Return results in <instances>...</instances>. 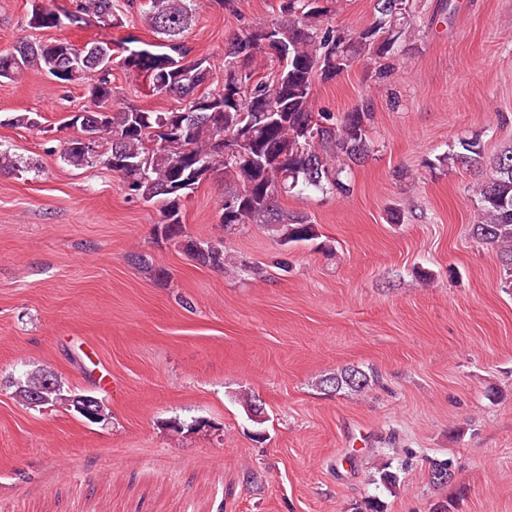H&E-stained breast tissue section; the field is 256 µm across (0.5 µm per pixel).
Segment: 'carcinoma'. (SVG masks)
<instances>
[{
    "instance_id": "1",
    "label": "carcinoma",
    "mask_w": 512,
    "mask_h": 512,
    "mask_svg": "<svg viewBox=\"0 0 512 512\" xmlns=\"http://www.w3.org/2000/svg\"><path fill=\"white\" fill-rule=\"evenodd\" d=\"M327 0H279V18L263 26H250L224 46L222 89L197 94L210 71L206 59L189 57L182 41L193 21V0H148L141 10L144 23L159 35L164 52L135 47L123 41L119 65L139 75L157 94L180 97L179 111L157 112L135 107L112 108V73L91 55L72 68L70 55L77 48L67 41L20 42L0 54V78L12 79L30 67L56 78L61 86L85 83L93 107L80 122L82 133L97 135L98 152L85 154L82 139L68 142L64 159L76 165H101L117 173L127 194L161 203L160 234L174 240L199 264L222 270L224 244L198 242L185 234L180 199L215 170L224 178V227L263 224L284 242L315 239L314 225L302 216H285L279 197L294 191H321L346 195L336 166L328 159L333 147L353 163L368 153L364 109L336 117L313 109L315 81L330 80L363 55L383 62L397 55L407 41V18L413 0H375V20L336 45L338 30L323 25ZM76 13L93 14L113 25H123L114 0H75ZM76 13L35 8L29 24L34 28H60ZM341 52H336V49ZM240 68L243 81L229 88V71ZM242 136L231 148L226 137ZM452 160L469 167L481 163L477 142L462 140ZM477 219L472 225L477 241L491 247L505 272V287L512 286V147L490 163V171L476 191ZM372 376L347 367L321 384L334 391L360 395ZM16 396L31 406L61 405L77 410L80 395L66 394L56 378L33 373L17 386Z\"/></svg>"
}]
</instances>
